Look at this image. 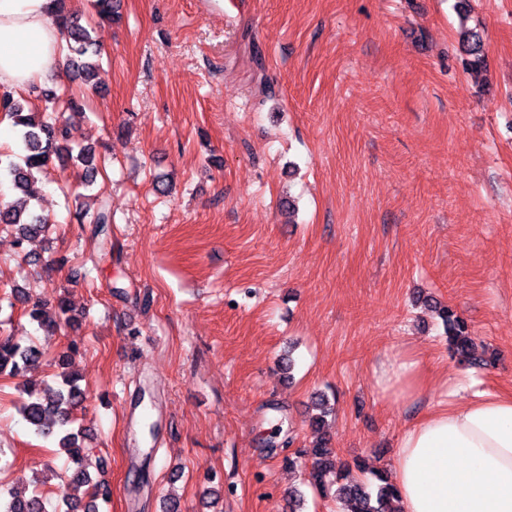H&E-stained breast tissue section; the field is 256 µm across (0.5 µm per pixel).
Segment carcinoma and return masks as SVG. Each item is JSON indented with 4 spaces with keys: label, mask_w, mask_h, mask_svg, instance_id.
Here are the masks:
<instances>
[{
    "label": "carcinoma",
    "mask_w": 512,
    "mask_h": 512,
    "mask_svg": "<svg viewBox=\"0 0 512 512\" xmlns=\"http://www.w3.org/2000/svg\"><path fill=\"white\" fill-rule=\"evenodd\" d=\"M50 4L51 22L61 28L66 36V61L72 78L80 81L85 90L96 91L95 57L99 56V51L91 31L80 24L77 15L66 9L65 0H50ZM462 39L470 46L467 69L476 72L484 68L480 33L466 30ZM28 95L43 102L46 113L57 111L56 105L60 103L69 109H78L77 101L65 86L60 87L57 93L33 85ZM0 117L9 119L19 133L21 162L10 161L4 166L0 165V177L8 179L14 190L26 192L28 185L36 182L43 168L55 159L65 165L73 158H78L83 162L84 179L92 181L97 167L93 164L91 149L84 147L76 151L70 146L68 123L62 117L48 116L38 120L30 112L29 101L14 97L8 90L0 92ZM31 200L33 196L30 195L21 202L14 200L0 204V228L12 229L19 246L42 235L48 228L47 219L30 207ZM91 223L94 224V233L103 241H108L112 213L106 198H101ZM69 311L66 300L60 298L54 305L35 301L26 314L38 329L55 333L70 324ZM439 315L447 327L450 349L459 360L473 367L483 365L484 361L476 352L467 322L447 306L439 309ZM46 357L45 348L33 340L20 342L6 339L0 342V375H22L38 366ZM21 393L26 398L21 400L18 413L30 431L52 440L69 456L71 466L67 468V475L63 476L64 487L86 486L90 490V498L86 502L68 493L63 494L62 504L65 509L62 512H100V508L111 502L112 486L105 479H93L82 465V454L79 451L81 442L92 439V436L82 427L75 426V411L87 400L80 379L74 373L62 371L50 381L43 380L38 384L24 386ZM314 409L316 414L311 416V425L318 431L325 425L326 417L333 413V408L328 399L320 395L314 402ZM306 456L311 461L309 476L314 487H324L325 475L336 472L334 494L344 512H400L397 488L387 470H373L367 477L360 460L340 470L336 469V453L323 437L313 444ZM0 512H45L42 493L36 491L32 496L25 497L12 492L8 499L0 497Z\"/></svg>",
    "instance_id": "cac0c4a2"
}]
</instances>
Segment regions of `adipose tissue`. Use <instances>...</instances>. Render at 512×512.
<instances>
[{"label":"adipose tissue","mask_w":512,"mask_h":512,"mask_svg":"<svg viewBox=\"0 0 512 512\" xmlns=\"http://www.w3.org/2000/svg\"><path fill=\"white\" fill-rule=\"evenodd\" d=\"M49 0H0V86L24 89L61 65L66 40ZM385 399L413 402L447 391L414 355L396 352L374 372ZM392 478L402 512H512V395L477 392L436 408L406 429Z\"/></svg>","instance_id":"ef3b65f1"}]
</instances>
